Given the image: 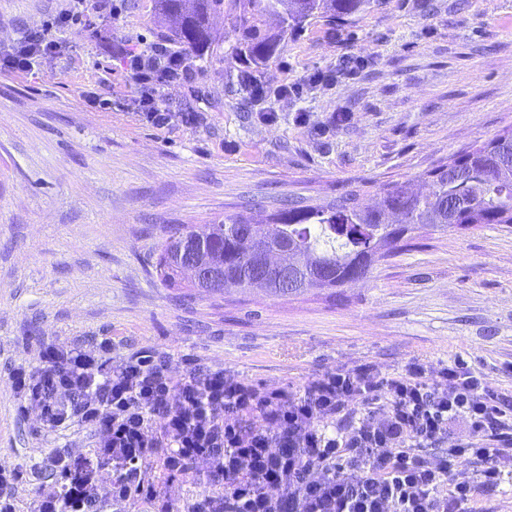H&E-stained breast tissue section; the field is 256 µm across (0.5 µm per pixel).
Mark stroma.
Returning a JSON list of instances; mask_svg holds the SVG:
<instances>
[{
    "label": "stroma",
    "mask_w": 512,
    "mask_h": 512,
    "mask_svg": "<svg viewBox=\"0 0 512 512\" xmlns=\"http://www.w3.org/2000/svg\"><path fill=\"white\" fill-rule=\"evenodd\" d=\"M56 6L0 0V45ZM103 27L0 76V465L98 440L20 410L13 374L44 345L106 340L116 364L156 353L176 379L201 365L292 392L362 364L390 376L460 359L512 416V227H421L364 282L282 297L178 288L156 270L177 225L355 186L370 203L390 182L424 191L426 171L512 127V0H379L348 22L310 20L260 68L224 43L165 88L194 120L163 129L128 110L135 88L112 58L113 40L162 41L152 0H123ZM106 67L112 106L89 107L80 93ZM317 72L332 82L279 96ZM249 77L269 96L244 108Z\"/></svg>",
    "instance_id": "stroma-1"
}]
</instances>
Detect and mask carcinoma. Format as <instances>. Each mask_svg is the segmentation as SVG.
I'll list each match as a JSON object with an SVG mask.
<instances>
[{
  "label": "carcinoma",
  "instance_id": "obj_1",
  "mask_svg": "<svg viewBox=\"0 0 512 512\" xmlns=\"http://www.w3.org/2000/svg\"><path fill=\"white\" fill-rule=\"evenodd\" d=\"M373 0H153L154 16L167 37L192 60L202 59L219 44L212 18L224 16V38L258 67L278 56L281 43L304 29L316 15L334 22L351 20L366 11ZM279 14L277 32L265 28V17ZM431 183L426 193L410 182L385 185L376 204L352 189L324 205L293 203L256 221L243 213L215 219L201 227L182 224L162 247L157 268L163 279L176 286L182 263L203 249L224 265V278L205 279L191 287L206 293L227 288L252 287V271L261 252L289 247L305 258L308 277L300 286L286 283L272 288L276 296L297 294L309 288H341L367 278L373 263L385 258L410 239L396 224L416 228L468 229L482 224H512V128L490 141L452 155L448 162L426 173ZM78 347L48 346L38 366L14 377L21 400L45 407L43 425L56 430L73 419L88 426L112 421L111 348H100L89 368L75 367ZM51 378L71 388L68 400L56 399ZM177 448H144L136 454L97 444L83 453L52 448L27 467H0V512H17L14 485L33 478L52 493L34 501L31 512H115L112 498L100 495L105 485L119 484L126 503L142 500L153 512H173L163 492L169 482L190 480L204 490L184 504V512H224V475L219 470L201 472L192 457L174 468L170 457Z\"/></svg>",
  "mask_w": 512,
  "mask_h": 512
}]
</instances>
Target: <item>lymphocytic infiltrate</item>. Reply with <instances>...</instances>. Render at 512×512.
<instances>
[{
    "mask_svg": "<svg viewBox=\"0 0 512 512\" xmlns=\"http://www.w3.org/2000/svg\"><path fill=\"white\" fill-rule=\"evenodd\" d=\"M121 13L116 0H65L0 51V72L29 74L63 52L56 33H95ZM112 55L136 87L141 118L172 125L163 89L187 80L183 56L126 40ZM458 422L470 433L454 440ZM101 435L116 448L214 449L224 512H483L481 495L512 479V424L485 374L460 360L435 373L414 361L387 377L339 369L294 393L201 368L176 380L164 357L145 354L113 368L112 424ZM445 440L448 450L433 455ZM464 466L474 478L456 481Z\"/></svg>",
    "mask_w": 512,
    "mask_h": 512,
    "instance_id": "obj_1",
    "label": "lymphocytic infiltrate"
}]
</instances>
